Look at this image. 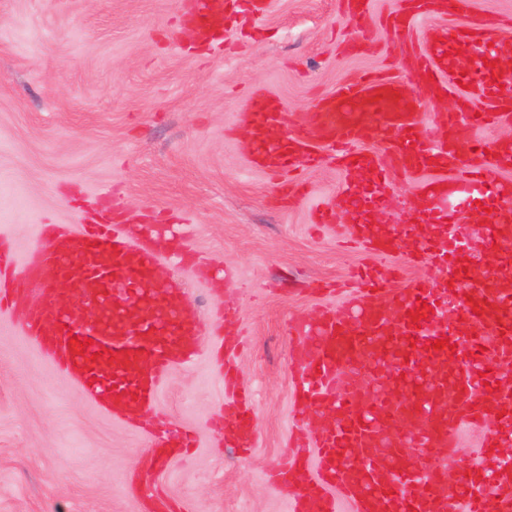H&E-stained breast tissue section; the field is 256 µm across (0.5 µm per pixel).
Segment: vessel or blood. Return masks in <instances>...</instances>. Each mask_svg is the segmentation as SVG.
<instances>
[{"label": "vessel or blood", "mask_w": 512, "mask_h": 512, "mask_svg": "<svg viewBox=\"0 0 512 512\" xmlns=\"http://www.w3.org/2000/svg\"><path fill=\"white\" fill-rule=\"evenodd\" d=\"M200 40L220 36L229 19H253L269 0H191ZM468 0H413L404 13L388 15L386 26L404 41L413 22L459 15ZM358 30L372 19L371 0H342ZM495 25L470 19L465 25L430 34L421 48L403 53L404 68L417 87L371 72L344 81L314 110L288 117L273 93L258 91L248 100L243 122L249 155L270 173L300 163H317L311 144L338 148L348 199L363 175H371L386 195L388 170L371 146L396 143L394 167L433 172L417 184L420 219L397 231L367 219L342 224L333 202L317 209L323 227L348 236L370 255L342 290L340 308L327 307L299 329L293 341L298 420L311 410L329 413L316 435L314 473L285 492L294 512H336L337 499L355 512H486L496 495L499 512H512V462L498 456L512 446V183L501 171L512 169V140L495 141L482 151L478 141L460 143L466 125L512 123V80L483 71L464 73L458 59L475 45L497 42ZM468 91L455 106L422 124L423 102L448 93L445 75ZM488 109L475 113L473 99ZM293 124L292 134L271 139L273 129ZM364 151H354L357 143ZM491 211L489 224L469 232L460 215L470 198ZM154 224H130L115 231L87 224L67 232L49 228L33 246L22 271L0 289V304H24L30 341L104 412L139 422L158 401L173 368L191 361L186 345L198 335L194 310L182 304L183 286L169 260L157 252ZM467 244L466 256L449 257L448 236ZM401 253L408 262L434 269V276L391 288L400 269L383 274L379 260ZM480 259L485 272L473 280L465 268ZM458 303L449 318V303ZM468 336L471 348L453 355L450 339ZM497 360L485 376L478 348ZM495 426L482 443V460L456 467L449 458L460 429ZM257 428L251 391L238 390L225 406L226 438L250 441ZM421 449L406 458L405 449Z\"/></svg>", "instance_id": "b4317fda"}]
</instances>
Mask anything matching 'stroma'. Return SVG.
<instances>
[{
	"label": "stroma",
	"mask_w": 512,
	"mask_h": 512,
	"mask_svg": "<svg viewBox=\"0 0 512 512\" xmlns=\"http://www.w3.org/2000/svg\"><path fill=\"white\" fill-rule=\"evenodd\" d=\"M181 0H0V234L17 255L42 225L95 223L114 199L116 224H168L188 244L176 263L201 324L193 364L176 367L154 412L138 425L89 402L25 336L23 309L0 315V512H292L270 483L295 430L292 338L336 296L316 293L362 264L360 249L316 223L343 173L330 160L293 173L306 191L278 197L279 175L252 166L240 117L252 92L276 94L285 112L365 72L404 76L383 25L401 0H373L368 48L351 56L353 24L340 0H270L266 15L196 46ZM418 176L397 173L376 215L414 223ZM237 274L229 321L212 316L223 284L199 282L191 263ZM247 343L236 365L255 393L248 449L225 446V332ZM193 430L197 445L150 469L146 492L128 488L148 429Z\"/></svg>",
	"instance_id": "stroma-1"
}]
</instances>
